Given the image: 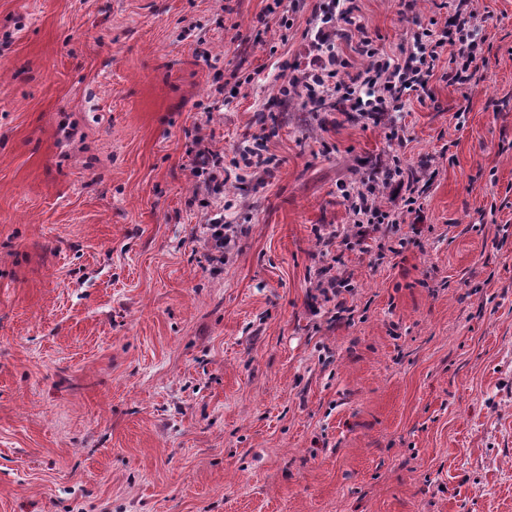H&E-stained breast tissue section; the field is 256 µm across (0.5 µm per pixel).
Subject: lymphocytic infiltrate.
Returning <instances> with one entry per match:
<instances>
[{"instance_id":"1","label":"lymphocytic infiltrate","mask_w":512,"mask_h":512,"mask_svg":"<svg viewBox=\"0 0 512 512\" xmlns=\"http://www.w3.org/2000/svg\"><path fill=\"white\" fill-rule=\"evenodd\" d=\"M313 12L325 22L311 42L315 56L279 92L286 97L303 91L315 107L339 99L350 111L374 120L385 112L403 111L410 97L425 94L440 58L448 60L443 80L458 86L470 84L485 62L484 41L478 36L481 21L471 0H452L445 24H417L410 42L393 54L379 48L366 31L359 0H317ZM356 56L363 58V66H354ZM393 182L404 187L405 194L401 209L390 213L378 206L376 192L379 185ZM425 193L401 161L372 170L344 195L356 227V245H364L383 226H400L403 215L420 212Z\"/></svg>"}]
</instances>
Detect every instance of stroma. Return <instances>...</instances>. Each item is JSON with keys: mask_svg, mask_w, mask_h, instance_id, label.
<instances>
[{"mask_svg": "<svg viewBox=\"0 0 512 512\" xmlns=\"http://www.w3.org/2000/svg\"><path fill=\"white\" fill-rule=\"evenodd\" d=\"M272 3L0 0V512H512V0L393 123L282 97L317 21ZM401 3L361 0L390 52ZM198 136L278 165L225 192ZM396 154L421 212L347 249ZM192 161L195 173L198 176H205V182L208 184H224V180L229 178L228 171L224 168V158L205 147L201 137L195 139ZM351 280L349 276H345L343 273H336V275L332 276L328 281L327 285L323 287V293L328 301H335V308L337 310L336 314L348 312L349 316L347 317V321L353 319L351 312L353 311L351 308L346 306V302L344 300H340V296L342 294V288H350Z\"/></svg>", "mask_w": 512, "mask_h": 512, "instance_id": "obj_1", "label": "stroma"}]
</instances>
